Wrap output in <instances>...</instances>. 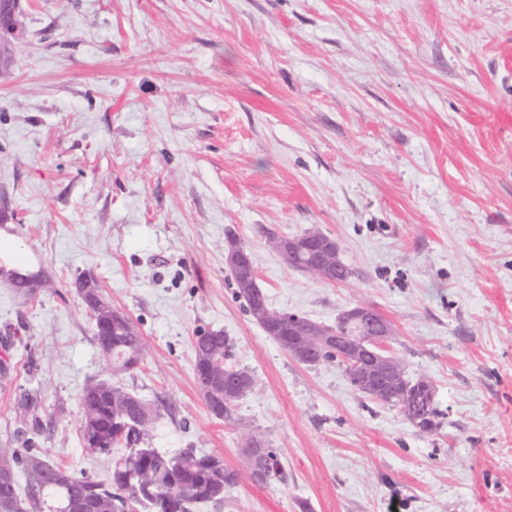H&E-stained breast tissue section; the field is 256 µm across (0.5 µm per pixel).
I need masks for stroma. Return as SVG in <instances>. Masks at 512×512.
<instances>
[{
  "instance_id": "obj_1",
  "label": "stroma",
  "mask_w": 512,
  "mask_h": 512,
  "mask_svg": "<svg viewBox=\"0 0 512 512\" xmlns=\"http://www.w3.org/2000/svg\"><path fill=\"white\" fill-rule=\"evenodd\" d=\"M21 5L0 60V234L50 285L0 281V442L107 478L79 405L113 378L75 288L90 277L146 342L122 381L168 407L153 447L237 470L241 435L192 354L202 332L232 338L254 378L237 412L283 475L240 478L221 512H512V0ZM307 229L336 240L347 281L268 242ZM232 241L273 308L389 321L440 428L284 352L236 294Z\"/></svg>"
}]
</instances>
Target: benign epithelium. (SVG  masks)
Segmentation results:
<instances>
[{
  "instance_id": "obj_1",
  "label": "benign epithelium",
  "mask_w": 512,
  "mask_h": 512,
  "mask_svg": "<svg viewBox=\"0 0 512 512\" xmlns=\"http://www.w3.org/2000/svg\"><path fill=\"white\" fill-rule=\"evenodd\" d=\"M270 245L288 266L301 265L321 279L329 280L339 272H346L336 240L320 232L310 231L298 237L274 236ZM226 261L238 274V287L245 294H262L253 263L245 249L230 245ZM0 277L24 282L33 289L41 283L37 275L2 265ZM80 293L98 324L110 326L112 320L122 317L121 311L104 301L93 279L82 280ZM270 334L278 337L281 348L302 364H317L324 354L329 353L345 365L358 368L359 387L372 392L381 401L391 397L392 388L402 378L400 365L387 352L392 328L372 308L363 305L348 307L339 313L334 325L322 324L288 311L270 329ZM435 397V389L426 386L403 404L405 419L416 427L420 426L424 410L435 402ZM239 451L242 458L253 464L264 455L265 448L257 438L245 437Z\"/></svg>"
}]
</instances>
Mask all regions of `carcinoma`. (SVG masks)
<instances>
[{
	"label": "carcinoma",
	"instance_id": "cac0c4a2",
	"mask_svg": "<svg viewBox=\"0 0 512 512\" xmlns=\"http://www.w3.org/2000/svg\"><path fill=\"white\" fill-rule=\"evenodd\" d=\"M192 347L194 374L210 412L224 397V386L211 384L220 376L236 384L239 397L253 388L252 375L228 363L233 342L221 332ZM95 338L112 374L134 371L144 360L146 343L139 330L125 324L112 325V332L95 329ZM425 381L406 377L397 388L407 397ZM401 398L391 401L401 406ZM238 400L224 407V420L252 434L250 422L236 413ZM82 438L87 452L110 463L106 483L89 480L68 467L39 455L20 459L17 450L0 445V467L15 469L24 463L25 484L0 482V506L14 512H197L204 506L218 508L226 489L237 484L238 472L224 467V459L199 453L194 448L174 452L151 446L152 432L162 416V406L121 385L93 382L80 395ZM268 458L256 469L244 463L243 470L255 483L266 484L281 477L277 449L266 445Z\"/></svg>",
	"mask_w": 512,
	"mask_h": 512
}]
</instances>
